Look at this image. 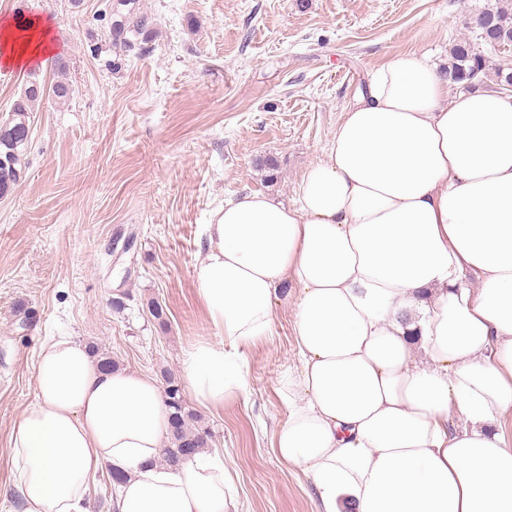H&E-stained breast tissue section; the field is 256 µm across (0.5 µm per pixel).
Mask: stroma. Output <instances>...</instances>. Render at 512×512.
Instances as JSON below:
<instances>
[{
	"mask_svg": "<svg viewBox=\"0 0 512 512\" xmlns=\"http://www.w3.org/2000/svg\"><path fill=\"white\" fill-rule=\"evenodd\" d=\"M495 2L141 0L156 35L123 49L111 0H25L54 26L40 79L53 83L63 60L73 93L33 113L25 175L0 197V484L47 338L179 376L182 350L217 338L193 279L212 211L255 192L294 204L374 72L410 50L446 66L450 44ZM267 156L280 165L274 183L256 168ZM152 299L165 322L149 315ZM293 323L292 305L278 306L272 336L244 352L246 394L196 410L243 512H314L308 479L272 450L288 419L279 388L299 365Z\"/></svg>",
	"mask_w": 512,
	"mask_h": 512,
	"instance_id": "35a3bbf8",
	"label": "stroma"
}]
</instances>
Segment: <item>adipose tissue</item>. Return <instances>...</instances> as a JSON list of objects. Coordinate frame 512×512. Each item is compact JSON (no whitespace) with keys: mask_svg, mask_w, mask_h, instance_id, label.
Masks as SVG:
<instances>
[{"mask_svg":"<svg viewBox=\"0 0 512 512\" xmlns=\"http://www.w3.org/2000/svg\"><path fill=\"white\" fill-rule=\"evenodd\" d=\"M51 33L6 20L0 62L49 54ZM298 195L212 212L193 275L219 339L181 353L191 398L242 396V351L292 300L300 366L273 451L310 480L314 512H512V94L449 95L424 55H397ZM168 429L155 377L49 339L0 499L91 512L107 467L126 477L114 512H240L223 452L161 463Z\"/></svg>","mask_w":512,"mask_h":512,"instance_id":"ef3b65f1","label":"adipose tissue"}]
</instances>
